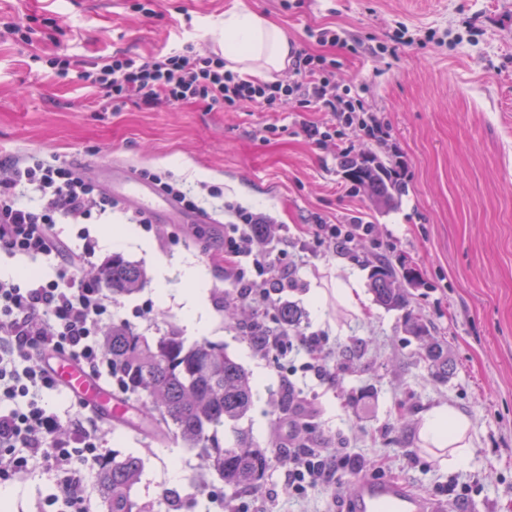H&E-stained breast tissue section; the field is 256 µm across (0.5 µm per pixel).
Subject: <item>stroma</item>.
Wrapping results in <instances>:
<instances>
[{"instance_id": "obj_1", "label": "stroma", "mask_w": 512, "mask_h": 512, "mask_svg": "<svg viewBox=\"0 0 512 512\" xmlns=\"http://www.w3.org/2000/svg\"><path fill=\"white\" fill-rule=\"evenodd\" d=\"M133 0H0V24L32 31L0 35V155L37 154L86 171L108 187L113 165L132 172L171 174L184 188L220 187L224 207L269 215L267 239L293 282L282 296L301 311L300 327L326 340L334 382L306 369L296 347L259 354L247 340L250 316L229 319L224 299V228L169 222L160 198H151L150 227L127 224L120 213L91 225L98 263L112 255L153 273L167 264L165 293L153 283L120 298L119 318L154 339L168 327L185 331L182 266L191 260L208 278L205 340L224 345L250 373L254 401L239 421L269 448L270 464L257 488L232 492L203 472L196 451L160 442L144 432L104 425L109 450L140 457L135 497L154 512H349L351 467L306 498L284 489L282 455L292 453L296 423L309 422L310 440L325 455L359 459L361 472L405 480L430 505L447 506L449 486L466 488L461 512H512V0H155L144 18ZM285 27L295 46L310 26L345 30L355 51L335 49L337 86L364 90L367 108L389 124L393 146L356 141L358 152L403 165L406 194L378 210L350 181L340 156L312 147L289 112L206 110L200 103L113 111L96 88L60 78L49 61L65 53L101 61L124 51L147 58L185 43L220 51L224 12L234 4ZM431 28L426 47L372 52L397 23ZM278 130L265 134L269 124ZM370 224V235L338 247L313 240L308 224L322 219ZM129 231L118 249L112 234ZM388 258L410 271V308L436 339L447 342L454 371L434 380L406 332L403 314L386 309L369 289V263ZM354 288L356 301L336 296ZM289 387H282V380ZM294 416L278 409L285 392ZM448 405L469 421V460L448 466L447 451L420 436L422 415ZM56 472L39 468L20 484L0 487L7 512H36L52 493Z\"/></svg>"}]
</instances>
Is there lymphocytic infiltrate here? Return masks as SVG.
Returning a JSON list of instances; mask_svg holds the SVG:
<instances>
[{
    "instance_id": "f902f5d3",
    "label": "lymphocytic infiltrate",
    "mask_w": 512,
    "mask_h": 512,
    "mask_svg": "<svg viewBox=\"0 0 512 512\" xmlns=\"http://www.w3.org/2000/svg\"><path fill=\"white\" fill-rule=\"evenodd\" d=\"M51 64L59 77L76 74L116 107L130 102L153 110L200 102L224 112L250 106L267 112L291 110L299 113L298 124L313 145L322 149L335 143L340 155L349 151L340 141L346 129L375 142L392 138L390 126L367 111L355 87L339 88L331 81L326 56L304 47L292 50L288 79L273 82L226 70L222 54L201 53L190 44L150 58L118 53L82 69L66 55L54 57ZM314 109L324 112V120L305 119V112ZM27 194L36 197V204L23 203ZM117 209L128 223L150 221L143 211L122 208L72 166L36 155L0 158V253L56 262L51 277L0 278V484L24 480L36 466L56 471L61 480L44 501L52 512H92L87 480L107 452L101 425L86 416L83 404L62 413L46 404V392L58 383L45 356H66L95 377L111 376L103 340L117 303L110 288L83 274L95 256L94 245L73 247L63 227L92 224ZM209 216L224 226L225 284L256 314L268 315L275 305L272 289L288 285L286 269L256 231L257 225L268 223V216L238 208L228 224L220 205ZM254 345L264 355L303 346L309 368L318 376L327 374L323 342L299 328L256 332ZM337 469L335 458L299 453L285 488L289 495L304 496L332 481Z\"/></svg>"
}]
</instances>
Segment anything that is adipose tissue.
I'll list each match as a JSON object with an SVG mask.
<instances>
[{"label": "adipose tissue", "mask_w": 512, "mask_h": 512, "mask_svg": "<svg viewBox=\"0 0 512 512\" xmlns=\"http://www.w3.org/2000/svg\"><path fill=\"white\" fill-rule=\"evenodd\" d=\"M291 50L286 30L265 16L239 7L225 11L223 55L227 69L267 80L288 66ZM182 272L185 317L192 332H204L206 280L193 263H185ZM468 428L467 418L445 405L433 407L422 416L423 438L435 447L449 449L448 463L452 466L467 457L464 439Z\"/></svg>", "instance_id": "1"}]
</instances>
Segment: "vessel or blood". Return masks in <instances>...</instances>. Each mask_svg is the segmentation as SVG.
I'll use <instances>...</instances> for the list:
<instances>
[{
  "instance_id": "1",
  "label": "vessel or blood",
  "mask_w": 512,
  "mask_h": 512,
  "mask_svg": "<svg viewBox=\"0 0 512 512\" xmlns=\"http://www.w3.org/2000/svg\"><path fill=\"white\" fill-rule=\"evenodd\" d=\"M112 193L142 204L151 196L148 184L127 174L113 183ZM54 377L71 396L81 399L104 418L112 416L108 389L89 375L76 361L64 357L54 365ZM351 506L354 512H428L427 501L401 480L356 475L351 479Z\"/></svg>"
}]
</instances>
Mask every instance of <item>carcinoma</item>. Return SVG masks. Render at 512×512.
I'll return each mask as SVG.
<instances>
[{
  "instance_id": "carcinoma-1",
  "label": "carcinoma",
  "mask_w": 512,
  "mask_h": 512,
  "mask_svg": "<svg viewBox=\"0 0 512 512\" xmlns=\"http://www.w3.org/2000/svg\"><path fill=\"white\" fill-rule=\"evenodd\" d=\"M344 168L378 207L389 206L404 192L403 185L391 180L387 167L374 156L347 157ZM92 279L105 282L114 295H127L143 287L147 277L140 266L114 255L110 263L97 268ZM397 280L395 267L383 257L376 258L370 282L375 301L404 312L407 332L424 341L420 360L434 378L446 381L448 346L413 317L409 296ZM276 321L281 327L298 326L297 309L287 301L280 303ZM105 346L116 386L112 400L124 412L119 426L136 427L128 403V396L134 395L141 401L138 414L151 422L152 437L179 440L198 450L201 468L215 473L235 492L258 485L267 468V450L244 431H234L226 444L218 437L225 427L247 415L254 396L249 373L223 346L210 341L187 345L174 327L150 342L129 326L112 327ZM141 471L142 460L133 454L114 455L102 465L98 476L101 512H153L152 505L133 495Z\"/></svg>"
}]
</instances>
